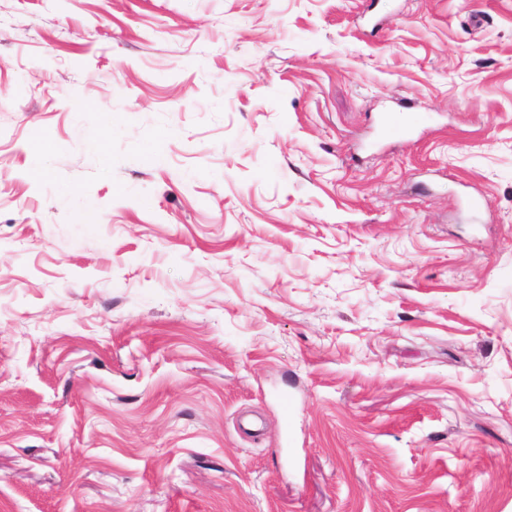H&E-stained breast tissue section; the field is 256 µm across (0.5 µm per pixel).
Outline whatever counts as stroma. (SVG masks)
<instances>
[{
	"instance_id": "1",
	"label": "stroma",
	"mask_w": 512,
	"mask_h": 512,
	"mask_svg": "<svg viewBox=\"0 0 512 512\" xmlns=\"http://www.w3.org/2000/svg\"><path fill=\"white\" fill-rule=\"evenodd\" d=\"M0 512H512V0H0Z\"/></svg>"
}]
</instances>
